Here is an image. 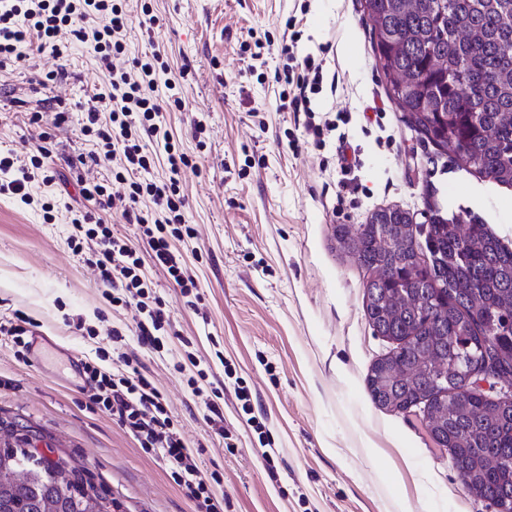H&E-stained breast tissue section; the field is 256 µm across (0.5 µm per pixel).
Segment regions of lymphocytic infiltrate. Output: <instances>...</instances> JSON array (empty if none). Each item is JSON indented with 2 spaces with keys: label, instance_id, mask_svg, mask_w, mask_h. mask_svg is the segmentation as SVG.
Masks as SVG:
<instances>
[{
  "label": "lymphocytic infiltrate",
  "instance_id": "obj_1",
  "mask_svg": "<svg viewBox=\"0 0 512 512\" xmlns=\"http://www.w3.org/2000/svg\"><path fill=\"white\" fill-rule=\"evenodd\" d=\"M126 33L123 0H0L1 70L25 60L29 49L64 58L70 45L76 43L89 49L109 73L106 86L92 96L84 111L81 131L92 145L87 153L88 166L113 163L112 178L81 181V194L94 199L98 208L72 211L69 244L78 253L90 250L112 305L136 303L143 315L137 338L154 349L160 345L159 332L168 325L169 315L160 298L153 296L136 249L114 237L100 213L121 207L123 216L138 224L155 265L167 272L183 295H191L197 283L172 249L173 241L188 242L194 237L184 217L179 187L180 173L190 161L176 153L164 122V106L179 105L180 100L172 94L163 101L157 95L158 78L167 70L163 56L155 50L117 65V58L125 54ZM281 51L288 63L279 79L291 88V109L312 114L311 97L323 88V65L310 55L296 60L292 45H283ZM148 140L167 153L168 181L157 183L145 177L150 167L144 146ZM44 157L41 150L24 159L0 156V173L7 176L0 191L30 202L27 185L35 171L43 168ZM113 181L127 187L121 198H114L109 191ZM124 344L122 331L113 330V368L86 365L92 401L103 405L146 452L167 462L173 481L194 502L196 512H224L223 501L210 490L217 473L201 468L175 426L161 392L124 353Z\"/></svg>",
  "mask_w": 512,
  "mask_h": 512
}]
</instances>
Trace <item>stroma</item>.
Returning a JSON list of instances; mask_svg holds the SVG:
<instances>
[{"label": "stroma", "mask_w": 512, "mask_h": 512, "mask_svg": "<svg viewBox=\"0 0 512 512\" xmlns=\"http://www.w3.org/2000/svg\"><path fill=\"white\" fill-rule=\"evenodd\" d=\"M146 4L157 18L149 30ZM126 9L127 58L159 48L182 98L165 121L193 162L179 186L196 237L173 248L201 299L188 306L136 225L108 214L170 315L174 336L152 350L137 339L136 305L112 306L98 270L70 249L69 213L44 221L42 203L60 192L75 207L88 205L77 186L87 170L70 160L89 150L81 107L107 77L77 46L66 76L43 86L40 76L60 62L31 52L0 73V152L23 156L46 145L56 182L33 181L29 205L0 194V319L22 311L32 331L51 339L52 357L32 363L0 333V428L25 430L40 456L81 465L110 512H193L165 461L91 401L77 370L111 365L117 328L199 464L219 474L224 512H494L431 442L422 407L393 413L372 402L366 376L394 344L369 325L368 275L337 250L333 233L386 206L423 223L432 194L448 213L481 219L512 247V187L438 154L407 126L388 95L361 0H127ZM290 19L296 58L320 57L336 78L335 91L314 95L312 107L349 114L357 193L343 192L336 132L316 144L304 115L280 107ZM31 86L69 115L46 140L9 96ZM239 384L251 392L256 423L241 410ZM196 386L218 405L221 424L206 419ZM268 448L276 451L270 464Z\"/></svg>", "instance_id": "35a3bbf8"}]
</instances>
